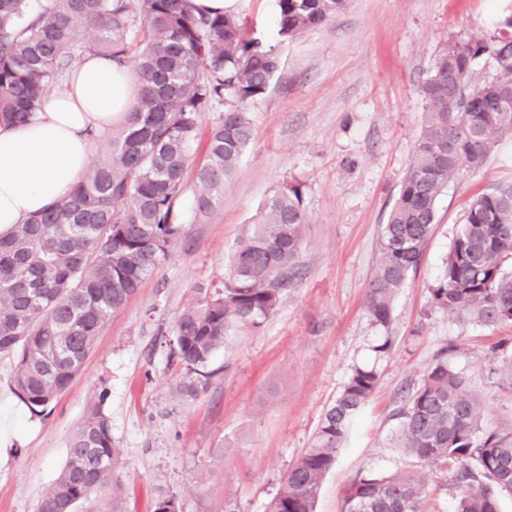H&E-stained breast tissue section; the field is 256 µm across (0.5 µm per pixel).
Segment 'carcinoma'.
Returning <instances> with one entry per match:
<instances>
[{"label":"carcinoma","instance_id":"carcinoma-1","mask_svg":"<svg viewBox=\"0 0 512 512\" xmlns=\"http://www.w3.org/2000/svg\"><path fill=\"white\" fill-rule=\"evenodd\" d=\"M349 0H277L281 41L320 27ZM492 52L495 74L470 84L474 59ZM83 53L133 66L137 101L82 181L49 208L0 236V353L16 356L14 391L45 411L81 372L112 315L182 238L180 205L188 173L194 218L209 217L253 137L246 106L280 70L270 46L244 35L231 13L192 10L190 0H0V124L24 125L45 97L65 88ZM422 95L426 113L378 243L364 307L386 329L393 301L422 260L448 184L483 167L498 135L512 132V40L490 47L453 41L434 59ZM224 106L194 165L201 112ZM309 223L305 186L282 183L241 240L220 287L179 316L172 354L199 375L182 385L206 390L201 371L233 326H259L288 290ZM432 306L484 326L512 322V185L477 196L453 236ZM378 384L375 369L352 370L315 436L282 477L266 512H313L320 485L359 410ZM104 397L68 442L66 460L36 512H123L117 475L122 449L112 439ZM398 447L416 468L359 475L341 512H430L436 467L463 489L457 512H499L495 491L512 494V432L481 427L467 379L438 361L395 414Z\"/></svg>","mask_w":512,"mask_h":512}]
</instances>
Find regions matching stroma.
Segmentation results:
<instances>
[{
	"label": "stroma",
	"mask_w": 512,
	"mask_h": 512,
	"mask_svg": "<svg viewBox=\"0 0 512 512\" xmlns=\"http://www.w3.org/2000/svg\"><path fill=\"white\" fill-rule=\"evenodd\" d=\"M249 37L276 28V0H237ZM512 0H350L327 24L275 42L281 68L248 107L253 138L214 213L187 225L127 305L115 314L81 373L48 409L15 394V358L0 356V512H35L64 464L86 411L103 403L124 450L118 475L126 512H154L176 494L183 512H265L289 467L312 447L326 410L352 370L374 368L372 398L326 475L314 512H340L357 474L391 475L406 463L394 446L396 411L437 359L465 375L488 429H512V323L483 326L430 304L458 224L476 196L512 185V132L485 165L449 184L416 273L396 297L388 329L364 311L382 224L411 163L424 119L421 85L453 40L512 39ZM304 182L309 222L297 275L259 327L226 335L190 380L169 343L184 308L220 286L230 257L272 191ZM390 336L387 352L376 340Z\"/></svg>",
	"instance_id": "stroma-1"
}]
</instances>
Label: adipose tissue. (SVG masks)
Segmentation results:
<instances>
[{
	"label": "adipose tissue",
	"instance_id": "ef3b65f1",
	"mask_svg": "<svg viewBox=\"0 0 512 512\" xmlns=\"http://www.w3.org/2000/svg\"><path fill=\"white\" fill-rule=\"evenodd\" d=\"M127 69L86 55L63 91L47 95L35 120L0 126V235L37 214L77 184L91 136H105L136 102Z\"/></svg>",
	"mask_w": 512,
	"mask_h": 512
}]
</instances>
